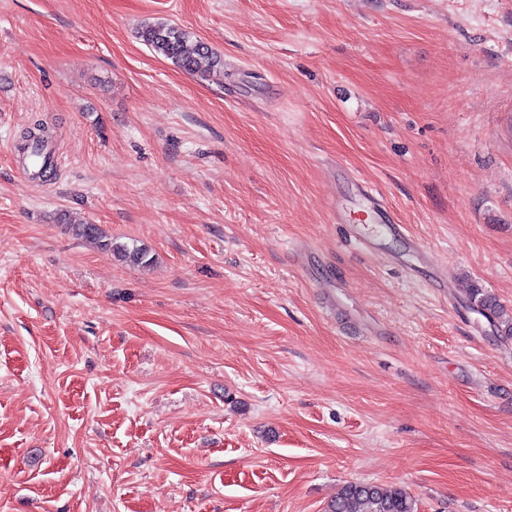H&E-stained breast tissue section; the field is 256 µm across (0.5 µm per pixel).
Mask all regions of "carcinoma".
Instances as JSON below:
<instances>
[{"label": "carcinoma", "instance_id": "obj_1", "mask_svg": "<svg viewBox=\"0 0 512 512\" xmlns=\"http://www.w3.org/2000/svg\"><path fill=\"white\" fill-rule=\"evenodd\" d=\"M140 38L177 68L200 78L224 68V60L207 43L199 41L194 47H188L187 33L168 22L143 25ZM75 232L78 236L97 240L105 247L113 246L112 240L97 224H79ZM465 302L480 315L494 318L500 337L512 338V315L506 308L479 288L467 289ZM328 512H416V504L404 489L397 486L349 482L331 501Z\"/></svg>", "mask_w": 512, "mask_h": 512}]
</instances>
